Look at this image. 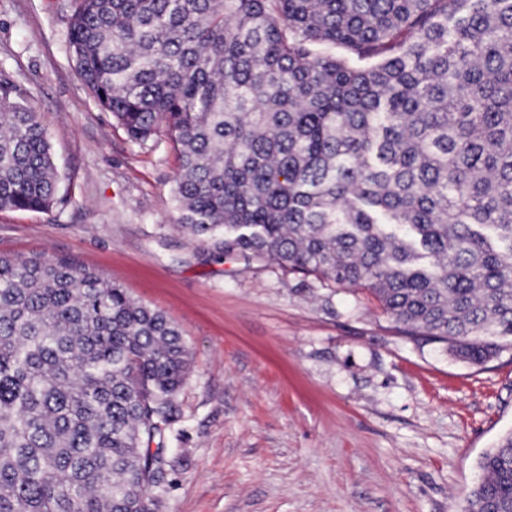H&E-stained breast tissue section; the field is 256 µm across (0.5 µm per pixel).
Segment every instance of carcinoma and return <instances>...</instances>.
I'll return each instance as SVG.
<instances>
[{
    "instance_id": "obj_1",
    "label": "carcinoma",
    "mask_w": 512,
    "mask_h": 512,
    "mask_svg": "<svg viewBox=\"0 0 512 512\" xmlns=\"http://www.w3.org/2000/svg\"><path fill=\"white\" fill-rule=\"evenodd\" d=\"M67 41L132 141L173 144L191 236L365 287L471 364L512 339V0H72ZM58 184L1 78L0 210ZM190 363L97 273L0 255V512H153ZM478 467L464 512H512V432Z\"/></svg>"
}]
</instances>
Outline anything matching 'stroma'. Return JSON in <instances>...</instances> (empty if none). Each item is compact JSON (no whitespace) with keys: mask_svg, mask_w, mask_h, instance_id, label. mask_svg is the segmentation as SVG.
<instances>
[{"mask_svg":"<svg viewBox=\"0 0 512 512\" xmlns=\"http://www.w3.org/2000/svg\"><path fill=\"white\" fill-rule=\"evenodd\" d=\"M70 0H0V75L46 128L63 204L0 211V253L65 257L177 324L192 364L156 512H462L512 431V349L476 366L400 333L362 287L219 258L182 232L179 161L77 77Z\"/></svg>","mask_w":512,"mask_h":512,"instance_id":"obj_1","label":"stroma"}]
</instances>
